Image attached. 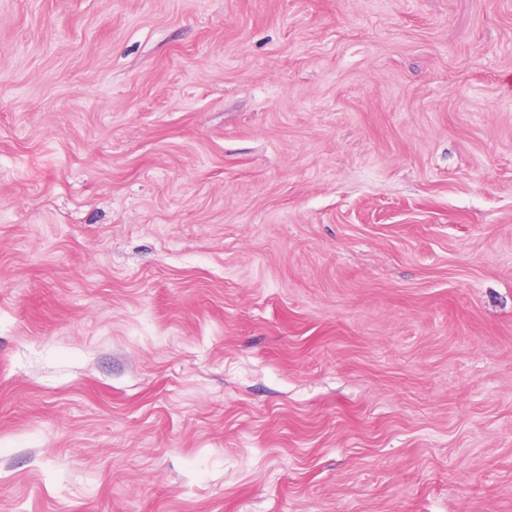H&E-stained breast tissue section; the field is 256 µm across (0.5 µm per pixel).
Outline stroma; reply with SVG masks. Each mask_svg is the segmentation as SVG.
<instances>
[{"mask_svg":"<svg viewBox=\"0 0 512 512\" xmlns=\"http://www.w3.org/2000/svg\"><path fill=\"white\" fill-rule=\"evenodd\" d=\"M512 0H0V512H512Z\"/></svg>","mask_w":512,"mask_h":512,"instance_id":"1","label":"stroma"}]
</instances>
